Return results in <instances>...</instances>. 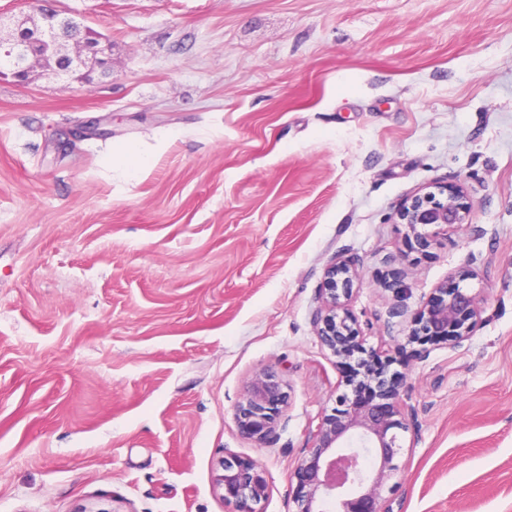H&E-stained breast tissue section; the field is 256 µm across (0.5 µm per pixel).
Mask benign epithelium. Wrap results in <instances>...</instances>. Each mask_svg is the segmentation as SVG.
<instances>
[{"label": "benign epithelium", "instance_id": "1", "mask_svg": "<svg viewBox=\"0 0 512 512\" xmlns=\"http://www.w3.org/2000/svg\"><path fill=\"white\" fill-rule=\"evenodd\" d=\"M90 27L64 9L43 4L21 18H4L0 10L1 76L15 82L29 81L34 65L50 55L74 58L69 71L55 76L76 83L92 82L93 69L107 63L109 45L101 36L87 45ZM473 201L459 185L437 186L408 198L395 212V223L412 233L424 251L435 239L423 231L434 226L445 230L469 221ZM359 279L356 263L338 259L324 270L318 290L319 306L313 325L320 346L346 366L341 384L349 388L336 397V408L309 430L308 447L293 472L291 482L296 512H391L383 489L396 474L394 458L402 448L399 432L410 428L399 402L403 377L387 372L383 350L366 345L357 317L348 308L354 282ZM475 295L460 284H441L414 314L407 340L422 345L450 342L456 346L473 335L480 322ZM289 394L274 371L254 373L244 401L235 413L241 436L257 443L275 434ZM219 486L224 502L234 512H258L255 505L269 492L266 470L253 458L237 454L224 457Z\"/></svg>", "mask_w": 512, "mask_h": 512}]
</instances>
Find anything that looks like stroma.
Here are the masks:
<instances>
[{
    "label": "stroma",
    "mask_w": 512,
    "mask_h": 512,
    "mask_svg": "<svg viewBox=\"0 0 512 512\" xmlns=\"http://www.w3.org/2000/svg\"><path fill=\"white\" fill-rule=\"evenodd\" d=\"M59 6L112 61L0 77V512H229L230 453L269 475L259 512H295L341 392L312 324L337 257L417 411L392 512H512V0ZM447 183L471 221L418 250L394 213ZM457 280L480 326L416 357L414 313ZM266 367L289 393L267 446L234 420Z\"/></svg>",
    "instance_id": "obj_1"
}]
</instances>
